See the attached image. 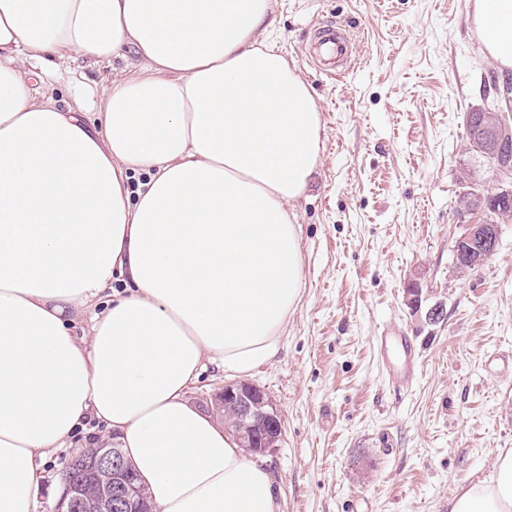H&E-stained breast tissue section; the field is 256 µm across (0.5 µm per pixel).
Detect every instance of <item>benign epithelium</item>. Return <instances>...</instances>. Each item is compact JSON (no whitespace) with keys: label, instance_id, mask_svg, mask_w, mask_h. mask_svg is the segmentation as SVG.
Wrapping results in <instances>:
<instances>
[{"label":"benign epithelium","instance_id":"benign-epithelium-1","mask_svg":"<svg viewBox=\"0 0 512 512\" xmlns=\"http://www.w3.org/2000/svg\"><path fill=\"white\" fill-rule=\"evenodd\" d=\"M512 85L497 92L492 108L477 107L466 114L468 148L499 162L512 165ZM501 179L495 191L469 196V215L481 218L465 225L458 238L461 258L454 260L455 269L463 277L475 264L491 258L498 247L500 224L488 216L491 207L512 208V186L504 187ZM205 408L214 409L220 416L230 413L239 423L235 433L240 447L246 452L268 453L278 447L283 436L279 411L270 396L248 383H233L203 398ZM80 475L63 478V495L57 512H152L145 492L135 482L130 464L119 448H96L94 454H80L72 463Z\"/></svg>","mask_w":512,"mask_h":512}]
</instances>
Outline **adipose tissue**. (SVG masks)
I'll return each instance as SVG.
<instances>
[{
  "label": "adipose tissue",
  "mask_w": 512,
  "mask_h": 512,
  "mask_svg": "<svg viewBox=\"0 0 512 512\" xmlns=\"http://www.w3.org/2000/svg\"><path fill=\"white\" fill-rule=\"evenodd\" d=\"M272 11L0 0V512H37L46 458L100 440L157 512H278L269 472L187 399L207 364L272 362L302 288L290 210L321 121L261 39ZM472 22L512 67V0H475ZM129 48L137 64L88 104L31 91V64ZM448 512H512V452Z\"/></svg>",
  "instance_id": "ef3b65f1"
}]
</instances>
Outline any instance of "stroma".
<instances>
[{
	"mask_svg": "<svg viewBox=\"0 0 512 512\" xmlns=\"http://www.w3.org/2000/svg\"><path fill=\"white\" fill-rule=\"evenodd\" d=\"M474 0H276L267 34L307 82L321 155L294 222L303 287L275 360L250 375L281 414L278 448L259 456L280 512H448L512 450V217L498 249L465 278L452 272L464 195L494 190L496 172L465 147L464 116L493 81L512 78L480 50ZM344 23L353 62L333 79L310 66L317 28ZM137 62L69 60L33 79L59 105L100 94ZM475 170L478 182L461 180ZM420 289L412 311L409 284ZM442 307L430 322L427 311ZM388 327L419 352L397 390L373 338Z\"/></svg>",
	"mask_w": 512,
	"mask_h": 512,
	"instance_id": "35a3bbf8",
	"label": "stroma"
}]
</instances>
